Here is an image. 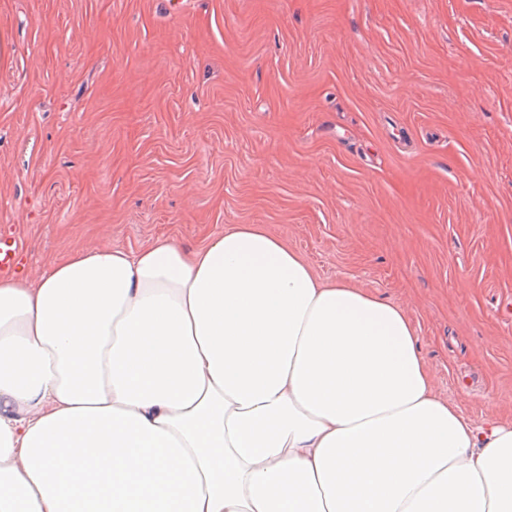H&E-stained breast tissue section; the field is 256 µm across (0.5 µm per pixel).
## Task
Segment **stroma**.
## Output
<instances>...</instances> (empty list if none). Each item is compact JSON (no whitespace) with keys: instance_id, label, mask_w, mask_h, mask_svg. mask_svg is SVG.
Wrapping results in <instances>:
<instances>
[{"instance_id":"obj_1","label":"stroma","mask_w":512,"mask_h":512,"mask_svg":"<svg viewBox=\"0 0 512 512\" xmlns=\"http://www.w3.org/2000/svg\"><path fill=\"white\" fill-rule=\"evenodd\" d=\"M260 224L405 308L512 420V0H0V231L193 249Z\"/></svg>"}]
</instances>
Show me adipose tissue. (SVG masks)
Masks as SVG:
<instances>
[{
	"mask_svg": "<svg viewBox=\"0 0 512 512\" xmlns=\"http://www.w3.org/2000/svg\"><path fill=\"white\" fill-rule=\"evenodd\" d=\"M0 512H512V422L259 224L0 279Z\"/></svg>",
	"mask_w": 512,
	"mask_h": 512,
	"instance_id": "ef3b65f1",
	"label": "adipose tissue"
}]
</instances>
